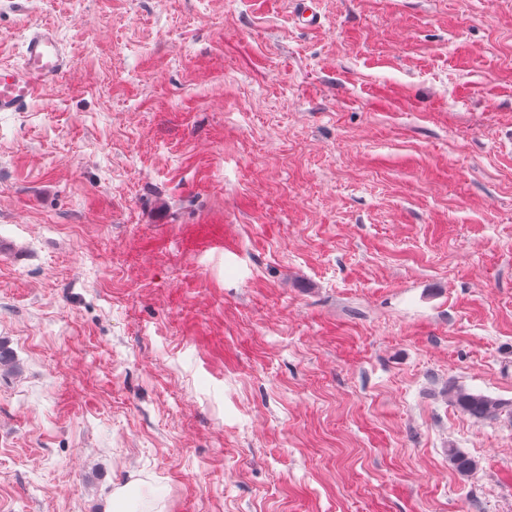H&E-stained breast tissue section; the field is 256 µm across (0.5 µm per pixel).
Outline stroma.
<instances>
[{
    "mask_svg": "<svg viewBox=\"0 0 512 512\" xmlns=\"http://www.w3.org/2000/svg\"><path fill=\"white\" fill-rule=\"evenodd\" d=\"M318 2L0 0V512H512V0ZM22 62L0 65V112H22L49 84H59L72 66L67 47L42 24L28 29ZM449 393L457 408L476 420H496L503 412L512 414V404L463 387L452 386Z\"/></svg>",
    "mask_w": 512,
    "mask_h": 512,
    "instance_id": "35a3bbf8",
    "label": "stroma"
}]
</instances>
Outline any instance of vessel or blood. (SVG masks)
<instances>
[{
    "instance_id": "1",
    "label": "vessel or blood",
    "mask_w": 512,
    "mask_h": 512,
    "mask_svg": "<svg viewBox=\"0 0 512 512\" xmlns=\"http://www.w3.org/2000/svg\"><path fill=\"white\" fill-rule=\"evenodd\" d=\"M23 47L19 64L0 65V112L23 111L44 87L61 83L71 69L66 46L49 26H32Z\"/></svg>"
}]
</instances>
